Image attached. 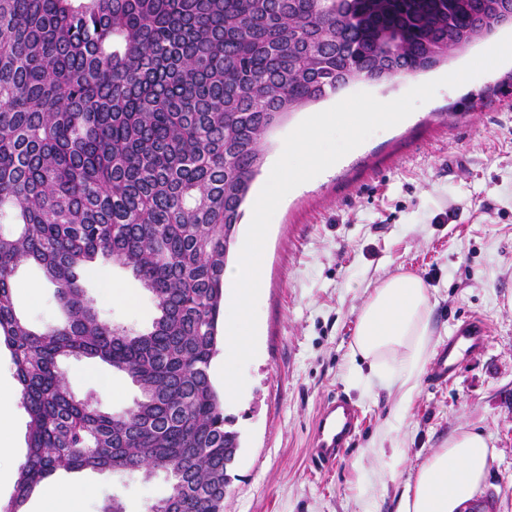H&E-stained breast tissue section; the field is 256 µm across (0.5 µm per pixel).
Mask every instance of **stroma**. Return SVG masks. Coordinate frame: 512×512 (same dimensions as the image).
<instances>
[{"mask_svg":"<svg viewBox=\"0 0 512 512\" xmlns=\"http://www.w3.org/2000/svg\"><path fill=\"white\" fill-rule=\"evenodd\" d=\"M488 43H474L429 71L382 86L355 83L346 92L396 99L464 66ZM338 101L333 95L309 104L266 134L250 197L267 182L285 136ZM401 270L429 287L434 348H443L465 320L490 327L487 344L451 380H421L406 404L350 349L372 288ZM81 281L103 320L138 332L151 328L153 297L128 270L98 264ZM114 282L133 303L109 298ZM13 299L30 325L62 318L55 290L37 267L17 271ZM257 311V354L244 368L248 392L223 402L241 439L224 512H396L408 480L461 427L489 437L495 455L484 493L496 512H512V61L440 88L408 120L289 192L269 228ZM66 378L75 395L93 394L106 410H124L139 395L127 376L85 359L69 361ZM336 393L363 422L336 464L319 472L310 463L314 424ZM79 477L95 486L83 512H100L114 493L126 512H149L168 492L162 473L119 479L85 470Z\"/></svg>","mask_w":512,"mask_h":512,"instance_id":"obj_1","label":"stroma"}]
</instances>
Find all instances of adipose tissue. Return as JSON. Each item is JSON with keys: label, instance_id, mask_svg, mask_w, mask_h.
Listing matches in <instances>:
<instances>
[{"label": "adipose tissue", "instance_id": "obj_1", "mask_svg": "<svg viewBox=\"0 0 512 512\" xmlns=\"http://www.w3.org/2000/svg\"><path fill=\"white\" fill-rule=\"evenodd\" d=\"M432 305L424 280L410 271L373 288L358 316L351 350L372 373L390 369L393 386L410 397L431 358ZM495 449L481 432L456 430L419 467L400 498L398 512H457L482 491ZM88 485L48 486L41 512H83Z\"/></svg>", "mask_w": 512, "mask_h": 512}]
</instances>
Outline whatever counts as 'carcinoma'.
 Segmentation results:
<instances>
[{"label": "carcinoma", "mask_w": 512, "mask_h": 512, "mask_svg": "<svg viewBox=\"0 0 512 512\" xmlns=\"http://www.w3.org/2000/svg\"><path fill=\"white\" fill-rule=\"evenodd\" d=\"M504 13L512 0H0V336L29 416L5 512L85 470L166 473L151 512H224L240 437L209 370L276 113L430 70ZM98 259L152 293L151 330L101 319L79 276ZM30 264L63 312L38 331L12 293ZM81 358L126 374L134 407L77 397L63 363Z\"/></svg>", "instance_id": "cac0c4a2"}]
</instances>
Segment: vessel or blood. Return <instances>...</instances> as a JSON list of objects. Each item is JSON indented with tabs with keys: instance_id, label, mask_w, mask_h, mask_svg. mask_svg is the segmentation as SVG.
<instances>
[{
	"instance_id": "1",
	"label": "vessel or blood",
	"mask_w": 512,
	"mask_h": 512,
	"mask_svg": "<svg viewBox=\"0 0 512 512\" xmlns=\"http://www.w3.org/2000/svg\"><path fill=\"white\" fill-rule=\"evenodd\" d=\"M488 337L486 324L476 318L457 327L431 369V380L450 379L461 357L481 349ZM360 423V412L355 405L344 396L331 397L316 421L311 450L312 464L317 467L334 465L343 448L350 445Z\"/></svg>"
}]
</instances>
